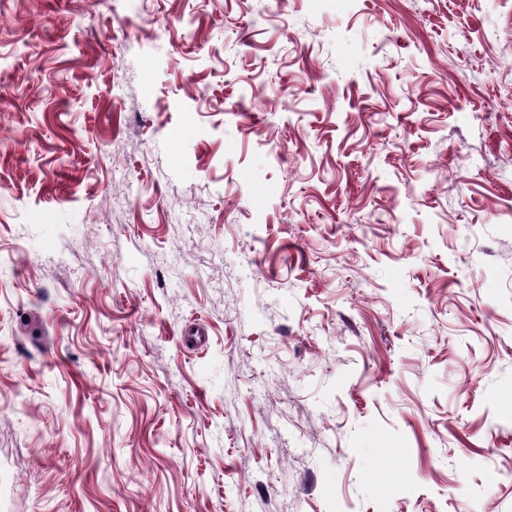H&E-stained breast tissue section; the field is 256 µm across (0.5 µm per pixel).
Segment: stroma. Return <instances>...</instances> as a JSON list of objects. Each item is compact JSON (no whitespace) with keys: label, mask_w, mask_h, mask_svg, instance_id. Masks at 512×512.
Returning <instances> with one entry per match:
<instances>
[{"label":"stroma","mask_w":512,"mask_h":512,"mask_svg":"<svg viewBox=\"0 0 512 512\" xmlns=\"http://www.w3.org/2000/svg\"><path fill=\"white\" fill-rule=\"evenodd\" d=\"M1 258L0 512H512V0H0Z\"/></svg>","instance_id":"1"}]
</instances>
